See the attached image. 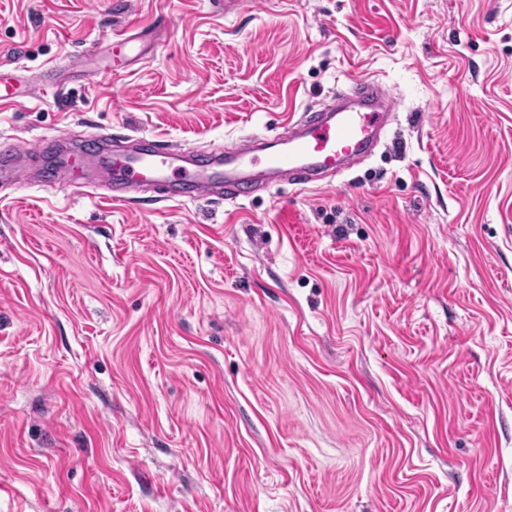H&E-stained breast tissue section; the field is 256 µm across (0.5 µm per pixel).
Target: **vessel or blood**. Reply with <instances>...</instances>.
Segmentation results:
<instances>
[{"label":"vessel or blood","instance_id":"obj_1","mask_svg":"<svg viewBox=\"0 0 512 512\" xmlns=\"http://www.w3.org/2000/svg\"><path fill=\"white\" fill-rule=\"evenodd\" d=\"M167 25L156 19L137 32L121 30L114 44L130 59H142L141 46ZM392 110L388 91L377 82L354 79L338 92L334 103L303 113L285 133L272 137L252 135L243 144L215 153L199 162L185 145L153 142L151 147L116 151L111 136L98 141L95 178L78 177L81 188H112L120 192L133 185L163 187V200L181 196L207 198L225 192L247 196L260 187L288 177L297 185L318 181L322 175L353 168L381 140ZM22 144L0 148V179H17L18 163L27 156Z\"/></svg>","mask_w":512,"mask_h":512}]
</instances>
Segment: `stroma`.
<instances>
[{
  "label": "stroma",
  "instance_id": "1",
  "mask_svg": "<svg viewBox=\"0 0 512 512\" xmlns=\"http://www.w3.org/2000/svg\"><path fill=\"white\" fill-rule=\"evenodd\" d=\"M81 52L93 80L0 105L39 150L0 181V512H512V0H0L20 87ZM356 77L387 137L306 190L53 166L279 133ZM167 26L166 17H159L150 26L143 27L140 31L132 33L127 30H119L113 33V43L123 51L129 59L144 60L141 45L162 28Z\"/></svg>",
  "mask_w": 512,
  "mask_h": 512
}]
</instances>
